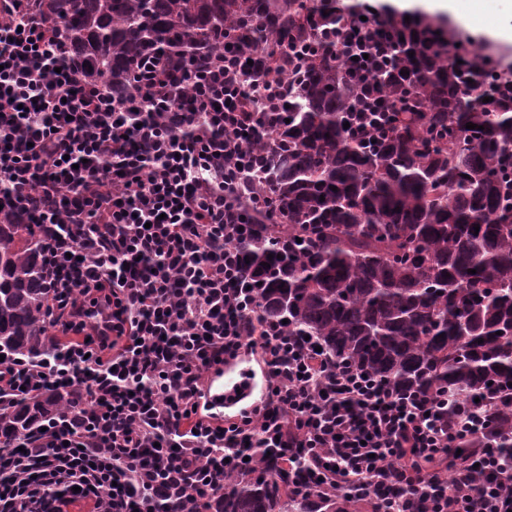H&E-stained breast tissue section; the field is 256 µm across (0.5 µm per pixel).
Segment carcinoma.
Returning a JSON list of instances; mask_svg holds the SVG:
<instances>
[{
	"label": "carcinoma",
	"instance_id": "obj_1",
	"mask_svg": "<svg viewBox=\"0 0 512 512\" xmlns=\"http://www.w3.org/2000/svg\"><path fill=\"white\" fill-rule=\"evenodd\" d=\"M353 7L343 0L30 4L59 27L84 79L118 98L145 53L200 62L227 49L252 60L245 86L273 83L288 104L267 112L261 97H248L259 125L248 145L261 164L255 190L273 205L258 211L251 240L239 245L250 280L261 283L254 321L315 337L329 360L399 394L494 395L490 437L512 448V89L491 70L493 52L456 30L418 12L368 13L357 24L384 38L390 54L370 83L406 111L392 113L388 128L355 137L343 124L361 85L337 43ZM296 50L304 56L299 72ZM40 250L39 229L0 223V351L30 360L48 331ZM66 411L61 396L5 405L0 440ZM221 512L358 510L340 491L314 501L288 468L259 464L226 485Z\"/></svg>",
	"mask_w": 512,
	"mask_h": 512
}]
</instances>
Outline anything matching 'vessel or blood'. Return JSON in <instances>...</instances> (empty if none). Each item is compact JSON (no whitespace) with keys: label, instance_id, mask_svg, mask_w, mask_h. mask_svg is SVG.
<instances>
[{"label":"vessel or blood","instance_id":"1","mask_svg":"<svg viewBox=\"0 0 512 512\" xmlns=\"http://www.w3.org/2000/svg\"><path fill=\"white\" fill-rule=\"evenodd\" d=\"M266 388V379L258 377L251 359L237 356L209 372L203 399L207 416L221 421L244 411L249 402L264 396Z\"/></svg>","mask_w":512,"mask_h":512}]
</instances>
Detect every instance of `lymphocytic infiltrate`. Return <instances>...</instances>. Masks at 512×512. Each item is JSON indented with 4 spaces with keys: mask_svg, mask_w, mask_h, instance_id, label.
<instances>
[{
    "mask_svg": "<svg viewBox=\"0 0 512 512\" xmlns=\"http://www.w3.org/2000/svg\"><path fill=\"white\" fill-rule=\"evenodd\" d=\"M9 2L0 223L45 228L61 334L34 362H0V404L61 395L70 410L0 446V512H218L227 481L263 460L288 466L304 494L339 489L378 512H512V452L482 443L492 402L450 417L449 396L394 393L312 342L252 326L257 292L237 248L259 204L242 62L150 55L118 99L81 78L27 0ZM342 49L363 77L388 57L360 29ZM246 348L266 367V397L211 423L204 378Z\"/></svg>",
    "mask_w": 512,
    "mask_h": 512,
    "instance_id": "lymphocytic-infiltrate-1",
    "label": "lymphocytic infiltrate"
}]
</instances>
